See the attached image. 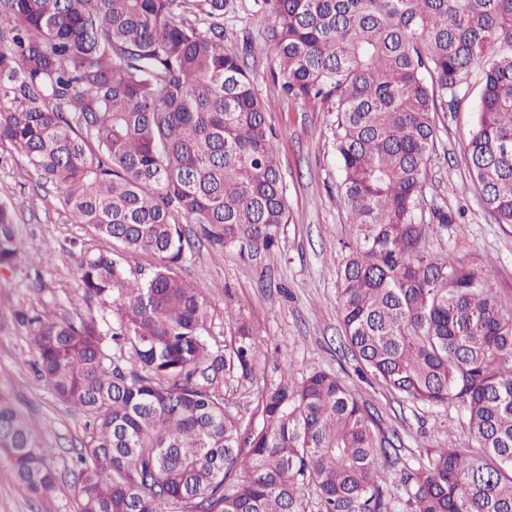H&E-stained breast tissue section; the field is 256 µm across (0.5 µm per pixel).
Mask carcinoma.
I'll return each mask as SVG.
<instances>
[{"mask_svg":"<svg viewBox=\"0 0 512 512\" xmlns=\"http://www.w3.org/2000/svg\"><path fill=\"white\" fill-rule=\"evenodd\" d=\"M237 0H0V148L21 154L77 224L112 241L77 274L112 312L25 320L41 379L91 415L76 512H512V313L488 280L433 258L420 204L435 114L456 112L484 63L468 160L483 207L512 224V0H252L273 20L285 96L325 103L352 227L338 272L346 341L366 376L429 406L455 405L478 451L450 443L390 472L365 405L334 374L291 375L245 427L220 388L252 372L234 339L204 336L206 309L178 269L182 224L214 246L275 245L288 223L276 143L250 76L252 40L224 45ZM159 257L149 272L128 258ZM22 247L0 203V268ZM112 351H129L124 363ZM0 458L20 485L57 475L0 391Z\"/></svg>","mask_w":512,"mask_h":512,"instance_id":"cac0c4a2","label":"carcinoma"}]
</instances>
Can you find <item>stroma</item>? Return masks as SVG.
Segmentation results:
<instances>
[{
	"label": "stroma",
	"mask_w": 512,
	"mask_h": 512,
	"mask_svg": "<svg viewBox=\"0 0 512 512\" xmlns=\"http://www.w3.org/2000/svg\"><path fill=\"white\" fill-rule=\"evenodd\" d=\"M271 25L269 18L253 13L252 0H238L236 13L224 19V43L236 47L243 33L252 37L254 89L276 135L289 220L280 228L277 245L268 250L244 243L217 249L197 225L184 227L194 249L180 274L206 302L210 342L223 346L230 333L224 309L230 306L249 322L259 348L253 373L223 386L228 407L243 424H258L262 395L284 372L299 378L322 369L350 387L375 418L380 434L393 442L396 452L389 466H418L431 450L450 442L471 447L466 420L456 407L414 403L357 374L358 363L340 324L337 271L347 255L344 244L351 228L338 193L342 172L333 138L335 115L326 105L282 96L272 77ZM481 73V66L473 67L472 90L460 111L436 116L437 148L422 207L447 208L456 221L428 234L425 246L432 257L449 254L460 263L478 264L511 309L512 224L496 223L483 208L466 162L469 134L479 117ZM0 200L15 211L27 257L16 269H0V391L10 393L40 431L57 474L52 493L34 496L18 485L11 466L0 461V512H75V461L87 417L60 401L39 377L23 319L44 307L60 319L87 313L76 259L81 250L107 249L111 243L73 223L19 153L0 152Z\"/></svg>",
	"instance_id": "35a3bbf8"
}]
</instances>
